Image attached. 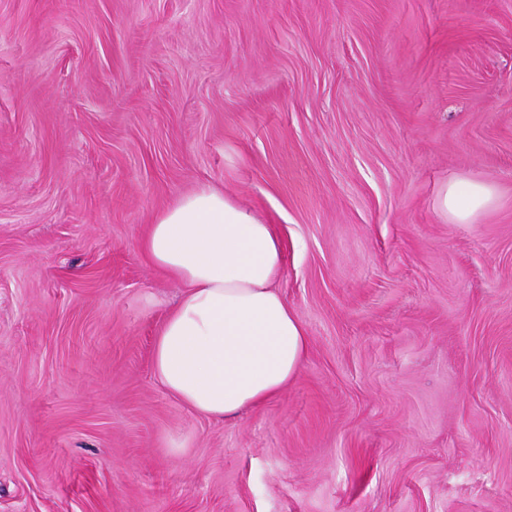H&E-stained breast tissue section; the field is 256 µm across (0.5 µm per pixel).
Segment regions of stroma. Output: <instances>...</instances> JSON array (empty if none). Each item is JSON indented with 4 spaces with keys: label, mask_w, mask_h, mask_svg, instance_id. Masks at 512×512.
<instances>
[{
    "label": "stroma",
    "mask_w": 512,
    "mask_h": 512,
    "mask_svg": "<svg viewBox=\"0 0 512 512\" xmlns=\"http://www.w3.org/2000/svg\"><path fill=\"white\" fill-rule=\"evenodd\" d=\"M201 187L308 335L227 420L152 366ZM0 512H512V0H0ZM491 200L492 189L487 184L478 180H469L449 186L444 192L441 204L457 222L467 224L476 214L484 210Z\"/></svg>",
    "instance_id": "stroma-1"
}]
</instances>
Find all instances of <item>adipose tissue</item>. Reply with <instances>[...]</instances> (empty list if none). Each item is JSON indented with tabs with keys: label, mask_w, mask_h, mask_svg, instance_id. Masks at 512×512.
I'll return each instance as SVG.
<instances>
[{
	"label": "adipose tissue",
	"mask_w": 512,
	"mask_h": 512,
	"mask_svg": "<svg viewBox=\"0 0 512 512\" xmlns=\"http://www.w3.org/2000/svg\"><path fill=\"white\" fill-rule=\"evenodd\" d=\"M492 200L484 182L446 189L441 204L470 223ZM182 292L156 335L163 387L189 409L233 418L279 395L298 372L307 333L275 287L284 248L273 225L236 199L203 188L176 199L140 243Z\"/></svg>",
	"instance_id": "adipose-tissue-1"
}]
</instances>
